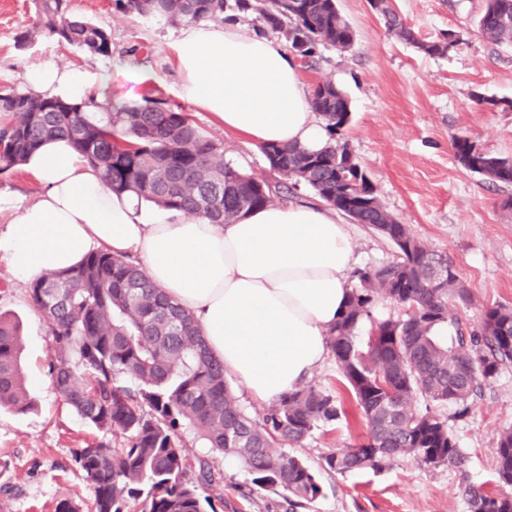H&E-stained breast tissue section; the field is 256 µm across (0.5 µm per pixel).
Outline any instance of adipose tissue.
Instances as JSON below:
<instances>
[{
    "label": "adipose tissue",
    "instance_id": "ef3b65f1",
    "mask_svg": "<svg viewBox=\"0 0 512 512\" xmlns=\"http://www.w3.org/2000/svg\"><path fill=\"white\" fill-rule=\"evenodd\" d=\"M182 100L215 114L253 146L316 151L330 141L295 59L278 40L209 21L183 24L173 45ZM105 72L29 66V93L87 100ZM24 168L43 187L0 232V258L30 282L78 265L94 247L137 259L150 281L196 319L211 352L258 402L279 401L324 363L328 334L345 310L356 258L331 207L274 204L213 224L147 211L115 195L67 140Z\"/></svg>",
    "mask_w": 512,
    "mask_h": 512
}]
</instances>
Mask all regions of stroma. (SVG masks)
Returning a JSON list of instances; mask_svg holds the SVG:
<instances>
[{
    "label": "stroma",
    "instance_id": "obj_1",
    "mask_svg": "<svg viewBox=\"0 0 512 512\" xmlns=\"http://www.w3.org/2000/svg\"><path fill=\"white\" fill-rule=\"evenodd\" d=\"M356 31L352 48L319 47L314 68L300 66L306 84L333 81L349 98L351 120L341 130L352 153L368 171L380 200L407 224L428 249L447 255L473 296L461 317L477 322L482 308H512V212L502 200L511 186L494 185L465 169L453 141L463 136L495 156L512 159V110L477 104L480 96L512 100V46L485 40L476 21L484 0H393L394 9L422 40L454 34L457 45L432 56L387 30L369 0H338ZM75 13L106 26L113 54L91 56L41 35L18 47V34L32 28L34 0H0V89L23 90L32 63L52 60L62 69L105 71L104 85L120 104L142 103L145 93L191 114L200 130L224 147V158L259 178L271 172L262 150L244 135L226 131L211 113L183 102L174 66L176 26L155 17L116 12L112 0H72ZM40 184L24 170L0 176V230L14 216L13 203H28ZM358 268L394 261V248L363 224H350ZM27 284L16 282L0 258V309L21 324L23 364L33 409L19 414L0 408V487L10 493L8 512H55L70 500L88 512L93 492L77 468L72 451L99 436L56 391L48 372L51 337L33 309ZM312 385L335 394L342 404L338 420L316 427L299 456L318 475L323 493L304 512H468L462 478L496 490L498 437L512 427V365L503 367L476 397L465 416L453 405L437 412L465 455L463 469L430 468L399 457L381 471L340 474L324 467L326 455L357 445L367 424L334 358L312 375ZM224 475V512H280L278 495L252 488L245 469L213 454Z\"/></svg>",
    "mask_w": 512,
    "mask_h": 512
}]
</instances>
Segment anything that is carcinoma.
I'll return each mask as SVG.
<instances>
[{
  "label": "carcinoma",
  "instance_id": "obj_1",
  "mask_svg": "<svg viewBox=\"0 0 512 512\" xmlns=\"http://www.w3.org/2000/svg\"><path fill=\"white\" fill-rule=\"evenodd\" d=\"M386 27L428 55H444L453 35L420 41L389 0H370ZM126 15L156 16L171 25L228 21L226 0H112ZM256 14L260 28L282 33L304 63L318 46L350 48L356 33L336 0H234ZM37 32L92 56L112 57L102 24L75 17L71 0H37ZM478 33L512 46V0H485ZM311 106L331 135L324 149L263 148L270 182L224 160L223 148L185 112L151 96L137 106L109 95L82 103L0 91V175L19 169L50 138H62L116 194H132L186 217L231 224L274 203L288 184L304 183L327 205L387 240L397 259L357 271L346 311L328 344L368 425L366 442L325 457L339 473L381 470L406 455L430 466L461 467L465 456L434 410H467L504 366L512 364V308L486 307L474 326L458 305L472 294L448 257L427 249L391 214L347 143L336 139L350 121L349 100L328 79L312 89ZM467 170L512 186V160L483 151L467 137L454 141ZM30 303L51 336L49 374L63 401L91 427L120 440L74 450L94 492L93 512H216L198 489L220 483L208 458L193 452L202 440L213 452L240 459L257 488L280 495L284 512L322 494L315 472L289 449L318 423L339 418L337 397L305 384L253 420L230 389L224 364L208 349L197 322L173 303L129 257L101 247L76 267L33 281ZM404 316L375 324L367 349L356 331L377 300ZM425 410L413 406L416 397ZM0 406L25 412L19 326L0 312ZM498 483L512 486V428L498 438ZM469 512H512V494L464 484Z\"/></svg>",
  "mask_w": 512,
  "mask_h": 512
}]
</instances>
